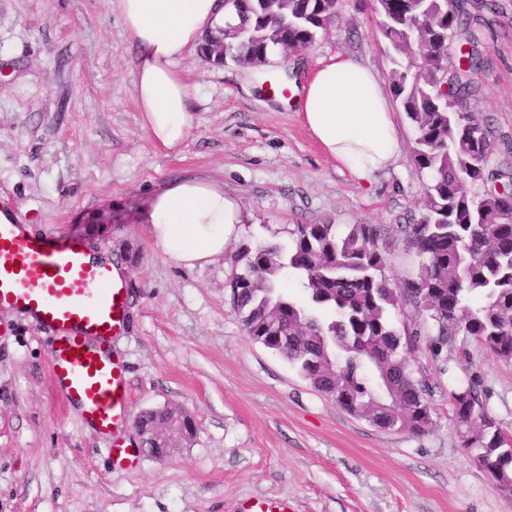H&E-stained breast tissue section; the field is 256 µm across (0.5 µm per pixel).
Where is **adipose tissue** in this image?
I'll return each mask as SVG.
<instances>
[{"instance_id":"ef3b65f1","label":"adipose tissue","mask_w":512,"mask_h":512,"mask_svg":"<svg viewBox=\"0 0 512 512\" xmlns=\"http://www.w3.org/2000/svg\"><path fill=\"white\" fill-rule=\"evenodd\" d=\"M134 46V92L142 128L168 154L181 153L194 125L191 86L179 68L185 52L223 36L239 19L224 0H109ZM300 116L326 154L357 181L369 183L401 152L394 113L376 74L333 57L295 86ZM141 221L171 265L192 268L223 255L243 222L238 198L222 183L184 176L157 189Z\"/></svg>"}]
</instances>
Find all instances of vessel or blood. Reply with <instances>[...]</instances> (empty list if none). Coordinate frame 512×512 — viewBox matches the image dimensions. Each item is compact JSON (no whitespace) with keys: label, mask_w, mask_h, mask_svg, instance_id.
<instances>
[{"label":"vessel or blood","mask_w":512,"mask_h":512,"mask_svg":"<svg viewBox=\"0 0 512 512\" xmlns=\"http://www.w3.org/2000/svg\"><path fill=\"white\" fill-rule=\"evenodd\" d=\"M36 315L54 335L51 377L65 400L107 435L126 426V368L109 345L127 323L124 287L112 269L88 261L73 237L24 232L19 219L0 223V308Z\"/></svg>","instance_id":"1"}]
</instances>
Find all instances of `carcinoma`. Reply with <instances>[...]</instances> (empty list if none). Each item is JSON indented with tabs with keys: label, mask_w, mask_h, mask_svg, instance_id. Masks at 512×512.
I'll return each mask as SVG.
<instances>
[{
	"label": "carcinoma",
	"mask_w": 512,
	"mask_h": 512,
	"mask_svg": "<svg viewBox=\"0 0 512 512\" xmlns=\"http://www.w3.org/2000/svg\"><path fill=\"white\" fill-rule=\"evenodd\" d=\"M327 0H255L254 8L224 4L241 17L243 36H224L223 60L266 61L270 45L306 49L333 23ZM385 36L409 65L395 69L396 100L416 130L413 158L430 175L423 212L396 225L422 258L395 291L385 276L387 228L298 224L292 245H259L236 258L231 282L247 335L286 359L318 392L381 429L422 433L431 423L429 386L414 376L407 354L418 331L399 333L389 312L400 301L430 321L439 354L462 331L497 358L512 361V169L493 168L491 124L470 112L472 74L486 61L474 26L495 12L494 0H368ZM296 275L306 300L282 283ZM465 447L498 481L512 484V450L474 381L449 392ZM178 413L141 412L140 428L161 426Z\"/></svg>",
	"instance_id": "carcinoma-1"
}]
</instances>
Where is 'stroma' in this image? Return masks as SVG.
Listing matches in <instances>:
<instances>
[{
	"instance_id": "35a3bbf8",
	"label": "stroma",
	"mask_w": 512,
	"mask_h": 512,
	"mask_svg": "<svg viewBox=\"0 0 512 512\" xmlns=\"http://www.w3.org/2000/svg\"><path fill=\"white\" fill-rule=\"evenodd\" d=\"M497 2L477 29L489 64L473 76L469 107L512 136V0ZM334 56L356 59L386 86L408 64L369 12L343 0L312 46L281 54L269 72L304 81ZM135 57L108 0H0V207L34 233L67 234L125 267L128 326L112 351L126 366L130 412L186 410L196 432L166 458L115 465L111 436L52 384L51 333L1 309L0 512H243L259 498L288 500L293 512H512V488L465 448L448 396L478 381L512 441V361L462 333L434 355L431 325L398 305L394 326L422 333L409 363L430 387L431 423L420 434L384 430L254 342L232 300L239 252L290 247L299 224L388 226L385 274L401 288L418 258L394 227L419 215L428 182L403 110L401 155L362 186L323 153L293 99L196 47L180 62L195 128L173 156L141 127ZM188 175L223 182L245 216L224 254L194 268L167 263L140 222L157 187Z\"/></svg>"
}]
</instances>
